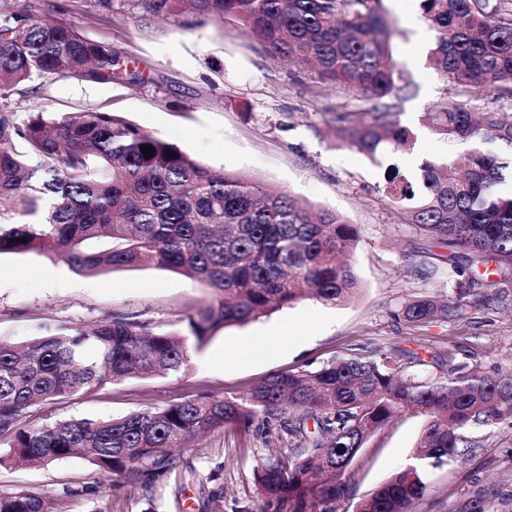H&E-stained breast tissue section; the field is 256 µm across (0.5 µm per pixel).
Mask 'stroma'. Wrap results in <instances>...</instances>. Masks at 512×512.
<instances>
[{"label":"stroma","instance_id":"1","mask_svg":"<svg viewBox=\"0 0 512 512\" xmlns=\"http://www.w3.org/2000/svg\"><path fill=\"white\" fill-rule=\"evenodd\" d=\"M41 15L75 27L110 45L134 82L91 84L67 77L32 76L20 84L9 116L25 122L33 112L65 115L86 110L122 115L141 130L161 136L216 169L238 171L279 185L300 200L332 209L358 225L352 253L359 289L333 305L305 299L245 325L218 329L191 355L188 372L127 379L51 405L33 407L27 424L70 417H117L150 406L207 393L246 392L273 371L318 367L359 348L423 346L484 366L512 369V275H492L490 305L468 309L460 320L412 327L395 317L413 296H444L448 274L425 281L413 262L422 261L424 240L400 220L383 193L384 170L356 150L337 145L328 113L361 109L351 92L317 83L310 71L270 57L241 21L222 20L185 6L155 13L142 0H18ZM395 23V59L419 87L399 118L418 135L414 149L387 155L402 173L415 170V157L443 161L466 154L469 142H450L430 133L423 116L446 82L424 64L433 37L427 36L421 0H383ZM209 292L180 274L132 267L84 274L36 251L0 254V340L22 344L40 326H86L115 315L133 317L161 330L187 331L191 309ZM409 409L375 431L347 468L351 490L344 501L371 494L404 469L425 425ZM483 451L465 464L430 470L429 493L419 512H448L473 479L512 489V428L477 432ZM284 446L277 429L254 437L216 429L191 439L180 454L196 474L184 482H160L152 500L138 489L112 490V512H204L201 479L221 468L227 500H256L253 470ZM101 474L82 459L45 467L0 468V490L27 489L52 497L62 488L95 484Z\"/></svg>","mask_w":512,"mask_h":512}]
</instances>
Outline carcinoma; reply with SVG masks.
Listing matches in <instances>:
<instances>
[{"label": "carcinoma", "instance_id": "cac0c4a2", "mask_svg": "<svg viewBox=\"0 0 512 512\" xmlns=\"http://www.w3.org/2000/svg\"><path fill=\"white\" fill-rule=\"evenodd\" d=\"M219 19L236 17L269 55L313 69L366 104L333 112L327 125L340 144L381 163L414 146L398 119L419 87L393 62L395 29L383 0H193ZM435 41L427 65L454 86L430 107V131L471 143L447 162L423 160L415 176L396 167L384 191L410 224L444 252L415 267L430 279L448 269L453 293L421 296L394 316L409 325L460 320L486 301L478 268L512 271V113L475 112L478 92L512 104V0H421ZM75 77L92 84L124 80L112 47L72 27L14 9L0 0V104L33 75ZM153 147L144 156L141 147ZM175 156H168V152ZM355 225L330 209L314 214L287 190L226 169L216 170L120 115L38 112L22 124L0 116V254L38 251L61 256L77 272L155 266L186 276L211 300L187 316L188 333L156 331L125 317L91 326L46 327L22 346L0 341V467H44L81 455L103 479L65 487L108 512L112 481L153 499L157 482L185 479L178 451L216 428L259 433L276 426L287 457L254 470L261 498L232 512H338L349 497L343 480L368 437L414 408L426 423L413 463L391 476L354 512H414L429 492L426 473L464 463L481 449L472 434L512 427V371L455 362L437 351L373 348L336 355L313 370L272 372L243 396L201 394L108 419L69 418L22 425L29 409L112 382L188 371L191 351L212 333L248 324L313 296L343 302L358 290L350 253ZM432 378L424 380L423 370ZM46 496L0 492V512H47ZM224 512V487L203 498ZM452 512H512V491L475 481Z\"/></svg>", "mask_w": 512, "mask_h": 512}]
</instances>
